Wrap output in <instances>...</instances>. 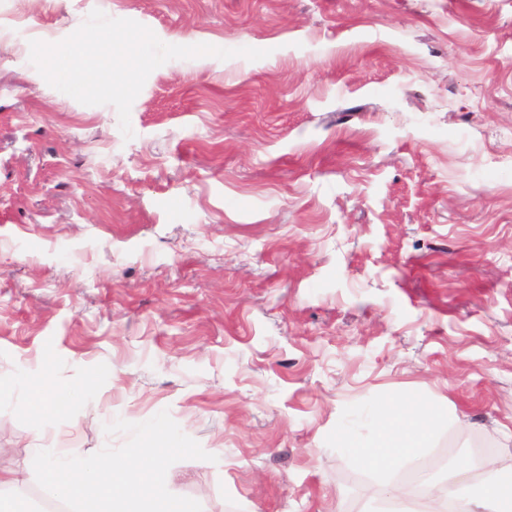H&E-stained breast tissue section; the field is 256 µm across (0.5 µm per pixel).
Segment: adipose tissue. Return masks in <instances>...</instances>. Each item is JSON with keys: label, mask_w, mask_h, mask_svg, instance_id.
I'll return each instance as SVG.
<instances>
[{"label": "adipose tissue", "mask_w": 512, "mask_h": 512, "mask_svg": "<svg viewBox=\"0 0 512 512\" xmlns=\"http://www.w3.org/2000/svg\"><path fill=\"white\" fill-rule=\"evenodd\" d=\"M30 403L47 429L54 428L69 411L63 391L48 375L44 376L41 389L31 395ZM375 422L378 453L372 464L379 468L394 466L416 454L431 433L429 414L413 401L381 402L375 410ZM481 469L482 476L477 480L451 475L439 485L420 479L415 495L444 498L450 512H512V468L487 459L482 461Z\"/></svg>", "instance_id": "1"}]
</instances>
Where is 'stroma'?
Returning a JSON list of instances; mask_svg holds the SVG:
<instances>
[{
  "instance_id": "stroma-1",
  "label": "stroma",
  "mask_w": 512,
  "mask_h": 512,
  "mask_svg": "<svg viewBox=\"0 0 512 512\" xmlns=\"http://www.w3.org/2000/svg\"><path fill=\"white\" fill-rule=\"evenodd\" d=\"M96 8L268 55L156 68L127 140L30 61ZM46 364L75 394L52 430ZM404 399L428 447L361 462ZM164 410L211 455L166 474L202 512H370L512 463V0H0V471ZM29 401L46 429H53L59 419L69 411L64 391L52 381L49 365L44 366L42 388L33 393Z\"/></svg>"
}]
</instances>
